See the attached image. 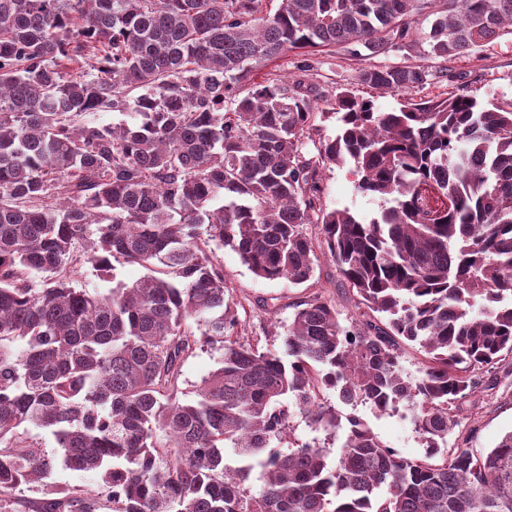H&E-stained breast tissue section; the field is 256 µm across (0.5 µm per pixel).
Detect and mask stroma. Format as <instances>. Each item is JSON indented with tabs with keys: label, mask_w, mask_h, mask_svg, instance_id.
I'll use <instances>...</instances> for the list:
<instances>
[{
	"label": "stroma",
	"mask_w": 512,
	"mask_h": 512,
	"mask_svg": "<svg viewBox=\"0 0 512 512\" xmlns=\"http://www.w3.org/2000/svg\"><path fill=\"white\" fill-rule=\"evenodd\" d=\"M367 64L339 50L328 55L314 53L305 56L288 54L269 65V78L288 84H303L321 110H328L337 96L346 90L374 100L379 109L396 107L399 99L393 94L362 84L358 72ZM433 77L413 89L414 101L439 100L459 90L483 98H512V35L503 34L472 54L431 61ZM321 197L331 208L350 207L359 216L376 214L379 204L356 195L353 177L344 168H326L320 172ZM216 255L224 265V277L238 303L240 325L249 340H261L273 350H281L280 339L274 335V325L287 322L292 315L290 305L305 293L321 295L336 306L343 324L357 319L356 297L342 280L335 264L327 254H320L315 277L310 287H296L288 281L269 282L257 279L231 248L217 249ZM323 398L338 407L341 413L360 416L386 445L403 456L420 458L426 453L409 417L403 412L380 413L369 405L349 406L338 402L334 391L327 390ZM456 426L449 438V447L463 444L481 453L494 448L502 436L512 430V375L503 376L500 370L485 373L483 382L473 397L454 411Z\"/></svg>",
	"instance_id": "1"
}]
</instances>
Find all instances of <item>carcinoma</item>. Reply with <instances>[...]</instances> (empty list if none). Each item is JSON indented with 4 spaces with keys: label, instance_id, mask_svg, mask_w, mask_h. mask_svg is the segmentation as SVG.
<instances>
[{
    "label": "carcinoma",
    "instance_id": "cac0c4a2",
    "mask_svg": "<svg viewBox=\"0 0 512 512\" xmlns=\"http://www.w3.org/2000/svg\"><path fill=\"white\" fill-rule=\"evenodd\" d=\"M264 2L0 0V512H512V431L486 453L442 452L477 374L512 353V99L413 103L427 67L370 65L359 80L399 107L341 93L311 156L314 101L254 79L337 47L476 52L512 32V0ZM98 112L134 122L86 120ZM321 165L349 167L376 215L323 206ZM226 246L295 286L320 248L366 312L345 327L309 295L275 332L282 351L252 344L215 259ZM118 263L148 273L128 284ZM80 266L112 288L78 287ZM403 343L424 354L416 378ZM209 346L218 366L188 399L183 366ZM322 390L408 408L425 457ZM292 406L340 441L334 462L316 444L275 450ZM60 466L104 496H27Z\"/></svg>",
    "mask_w": 512,
    "mask_h": 512
}]
</instances>
